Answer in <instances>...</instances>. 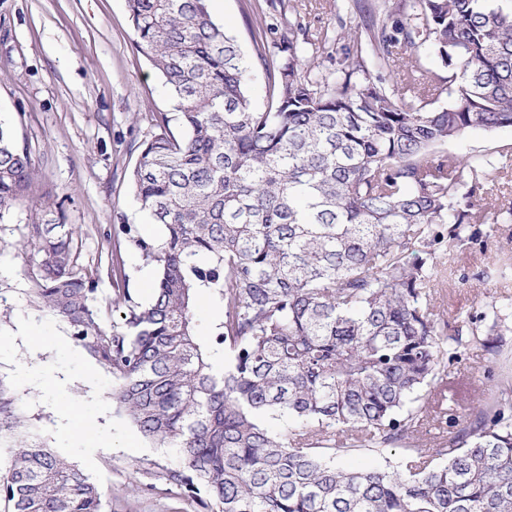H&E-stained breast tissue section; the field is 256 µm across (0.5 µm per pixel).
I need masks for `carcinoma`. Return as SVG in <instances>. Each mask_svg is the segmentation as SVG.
Masks as SVG:
<instances>
[{
	"instance_id": "obj_1",
	"label": "carcinoma",
	"mask_w": 512,
	"mask_h": 512,
	"mask_svg": "<svg viewBox=\"0 0 512 512\" xmlns=\"http://www.w3.org/2000/svg\"><path fill=\"white\" fill-rule=\"evenodd\" d=\"M503 0H400L359 10L336 79L305 58L309 37L256 57L269 96L250 98L255 66L207 0H126L138 52L164 79L183 127L153 116L129 181L157 242L118 233L158 279L122 325H102L95 280L78 268L76 230L33 224L39 307L112 374L115 412L176 455L165 478L204 512H512V379L459 415L437 391L462 360L463 333L501 356L509 305L489 303L448 333L434 313L443 258L512 223L480 180L512 175V151H442L474 129L512 127V9ZM424 46L447 76L407 66ZM446 97V103L439 100ZM36 179L30 151L0 125V211ZM224 320L199 341L201 289ZM233 355L228 367L216 359ZM21 398L0 380L3 512H103L105 494L75 464L21 432ZM286 420L273 432L264 418ZM441 430L433 448L420 430ZM401 448L408 461L346 470L336 458ZM397 52V51H396ZM398 54H394L393 62H391L390 67V74H391V81L394 82L398 81V85L400 86V77L402 79V74L405 71V65L407 64V59L411 57H415L416 55L419 56L421 63L423 67L427 70H429L432 73H437L442 76H447L446 70L442 69L439 65L436 58L431 55L427 50L425 49H419L418 51L411 50L410 48L405 49L402 51V55L400 52H397Z\"/></svg>"
}]
</instances>
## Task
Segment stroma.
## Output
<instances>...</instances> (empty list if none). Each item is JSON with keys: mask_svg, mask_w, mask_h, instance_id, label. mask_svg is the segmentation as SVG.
<instances>
[{"mask_svg": "<svg viewBox=\"0 0 512 512\" xmlns=\"http://www.w3.org/2000/svg\"><path fill=\"white\" fill-rule=\"evenodd\" d=\"M209 0L213 19L236 38L247 61H255L251 21L279 41L289 25H302L322 42L308 47L322 73L335 72L336 34L353 27L351 0ZM125 0H0V124L29 145L36 170L30 195L0 212V381L22 395L21 412L49 447L73 461L105 491L104 512H198L163 477L171 448L146 441L109 400L112 376L70 339L68 325L39 309L20 251L32 224L65 219L79 239V263L96 277L105 323H112V293L128 289L145 304V283L157 278L145 261L114 238L121 221L147 233L129 184L140 144L156 134L155 112L173 113L170 95L134 44ZM512 150V128L480 129L451 140L447 153L482 156ZM512 249V224L498 225L486 244L458 252L452 282L436 286L435 311L444 319L475 314L491 297H512V273L499 276L495 255ZM42 341L33 345L30 336ZM512 375V333L504 354L489 362L470 346L448 380L451 407L465 411L491 395V377ZM65 379L64 391L49 376ZM78 402L83 427L58 425L60 410Z\"/></svg>", "mask_w": 512, "mask_h": 512, "instance_id": "obj_1", "label": "stroma"}]
</instances>
